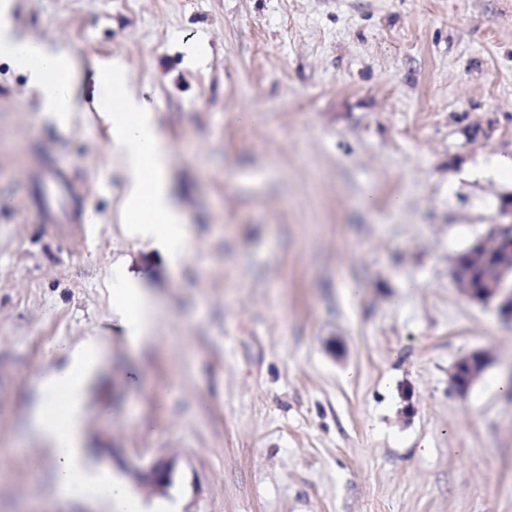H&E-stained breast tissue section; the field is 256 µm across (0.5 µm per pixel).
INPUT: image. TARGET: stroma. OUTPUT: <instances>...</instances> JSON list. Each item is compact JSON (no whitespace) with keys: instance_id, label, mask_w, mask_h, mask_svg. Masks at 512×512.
Wrapping results in <instances>:
<instances>
[{"instance_id":"obj_1","label":"stroma","mask_w":512,"mask_h":512,"mask_svg":"<svg viewBox=\"0 0 512 512\" xmlns=\"http://www.w3.org/2000/svg\"><path fill=\"white\" fill-rule=\"evenodd\" d=\"M15 20L70 52L79 108L47 121L0 57V512H51L26 416L50 347L90 335L91 447L143 502L134 472L163 456L181 512H512V322L451 277L512 192L475 171L512 156V0H16ZM106 57L170 152L178 265L121 222ZM47 155L88 204L74 223L27 203ZM119 269L159 302L140 349L111 317ZM487 363V354L483 350H475L462 356L454 364L450 381L454 389L465 395Z\"/></svg>"}]
</instances>
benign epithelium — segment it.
Returning <instances> with one entry per match:
<instances>
[{
    "label": "benign epithelium",
    "instance_id": "obj_1",
    "mask_svg": "<svg viewBox=\"0 0 512 512\" xmlns=\"http://www.w3.org/2000/svg\"><path fill=\"white\" fill-rule=\"evenodd\" d=\"M501 214L511 217L491 227L487 236L477 239L470 249L460 254L456 264L462 270L457 281L467 299L482 304L498 302L500 314L512 318V291L505 292L507 280H512V193L502 198ZM487 363V354L475 350L454 364L450 381L461 395L466 394ZM136 481L155 492L166 493L175 482V463L156 458L138 470Z\"/></svg>",
    "mask_w": 512,
    "mask_h": 512
}]
</instances>
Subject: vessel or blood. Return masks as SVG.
<instances>
[{
  "label": "vessel or blood",
  "instance_id": "b4317fda",
  "mask_svg": "<svg viewBox=\"0 0 512 512\" xmlns=\"http://www.w3.org/2000/svg\"><path fill=\"white\" fill-rule=\"evenodd\" d=\"M35 170L36 176L29 194L30 207L48 223H71L73 216L69 204L78 191L65 169L55 163L43 162L36 164Z\"/></svg>",
  "mask_w": 512,
  "mask_h": 512
}]
</instances>
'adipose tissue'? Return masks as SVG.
Here are the masks:
<instances>
[{
    "label": "adipose tissue",
    "mask_w": 512,
    "mask_h": 512,
    "mask_svg": "<svg viewBox=\"0 0 512 512\" xmlns=\"http://www.w3.org/2000/svg\"><path fill=\"white\" fill-rule=\"evenodd\" d=\"M13 6V0H0V56L39 90L45 118L65 123L78 107L73 59L20 35ZM95 87V108L108 126L107 151L122 162L125 222L134 235L150 240L170 265H177L186 254L187 218L171 192L169 154L154 114L130 89L119 62L98 64ZM153 308L139 280L119 276L112 311L132 341H150ZM106 356V344L96 336L64 346L59 361L37 382L28 417L32 437L25 440L24 453L33 470L49 471L54 504L103 502L110 512H132L133 493L120 476L94 463L88 445V394Z\"/></svg>",
    "instance_id": "1"
}]
</instances>
